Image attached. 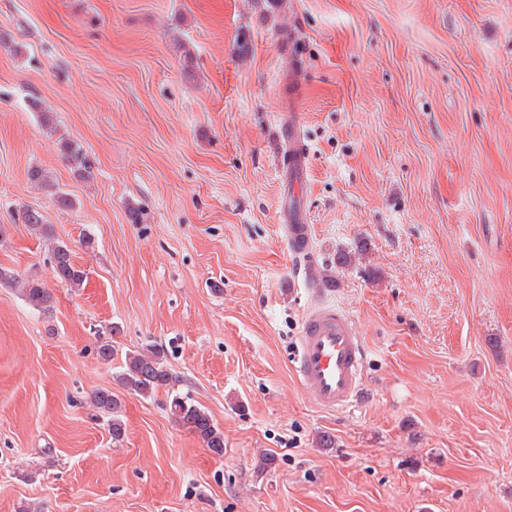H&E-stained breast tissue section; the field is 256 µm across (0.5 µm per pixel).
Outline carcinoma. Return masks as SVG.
I'll list each match as a JSON object with an SVG mask.
<instances>
[{"label":"carcinoma","instance_id":"1","mask_svg":"<svg viewBox=\"0 0 512 512\" xmlns=\"http://www.w3.org/2000/svg\"><path fill=\"white\" fill-rule=\"evenodd\" d=\"M66 158L76 165L79 171L89 172L83 148L76 143H65ZM29 178L36 184L51 188V202L60 209L73 207V200L63 191L54 187L48 175L40 167L29 171ZM53 269L58 280L71 289L83 286L87 277L86 271L76 266L70 249L57 244L52 249ZM20 283L22 297L35 309L45 310L50 307L52 295L36 278H21L14 272L0 268V283ZM116 381L131 393L143 398H152L163 391L168 396V408L171 418L181 427L188 429L197 436L214 455L224 456V431L218 426L210 414L196 404L193 399L182 396L174 391L177 378L167 369L163 353L159 350L147 352L130 351L125 354L122 370ZM93 405L104 414L112 415V439L120 440L124 434V424L117 415L118 400L108 390L97 391L92 395Z\"/></svg>","mask_w":512,"mask_h":512}]
</instances>
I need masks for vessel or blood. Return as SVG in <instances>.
<instances>
[{
  "label": "vessel or blood",
  "mask_w": 512,
  "mask_h": 512,
  "mask_svg": "<svg viewBox=\"0 0 512 512\" xmlns=\"http://www.w3.org/2000/svg\"><path fill=\"white\" fill-rule=\"evenodd\" d=\"M285 145L282 164L288 193L279 210L280 223L289 232H308L306 219L295 200L307 180L309 153L302 141L298 113H289L281 125ZM365 349L352 318L323 303L313 305L303 318L291 367L303 391L326 412L352 407L364 386Z\"/></svg>",
  "instance_id": "b4317fda"
}]
</instances>
